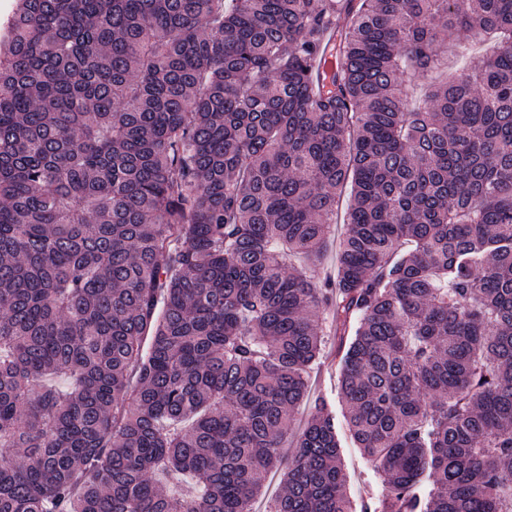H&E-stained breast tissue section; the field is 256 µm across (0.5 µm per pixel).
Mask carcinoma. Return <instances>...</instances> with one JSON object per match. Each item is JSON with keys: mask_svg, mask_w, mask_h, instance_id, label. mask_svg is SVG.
<instances>
[{"mask_svg": "<svg viewBox=\"0 0 512 512\" xmlns=\"http://www.w3.org/2000/svg\"><path fill=\"white\" fill-rule=\"evenodd\" d=\"M0 52V512H355L326 402L282 453L327 315L362 512H512V0H18Z\"/></svg>", "mask_w": 512, "mask_h": 512, "instance_id": "carcinoma-1", "label": "carcinoma"}]
</instances>
